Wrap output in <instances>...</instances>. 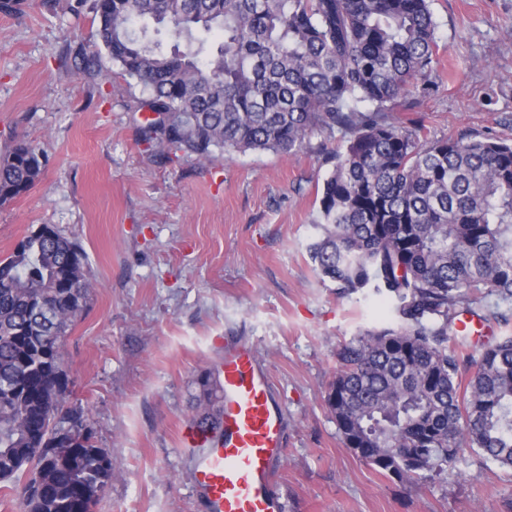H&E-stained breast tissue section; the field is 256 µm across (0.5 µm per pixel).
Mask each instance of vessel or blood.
I'll return each mask as SVG.
<instances>
[{
	"instance_id": "obj_1",
	"label": "vessel or blood",
	"mask_w": 512,
	"mask_h": 512,
	"mask_svg": "<svg viewBox=\"0 0 512 512\" xmlns=\"http://www.w3.org/2000/svg\"><path fill=\"white\" fill-rule=\"evenodd\" d=\"M223 372L220 429L194 423L183 433L196 490L206 512H284L276 476L285 427L269 374L249 345L225 352Z\"/></svg>"
}]
</instances>
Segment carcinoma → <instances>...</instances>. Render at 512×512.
Returning a JSON list of instances; mask_svg holds the SVG:
<instances>
[{"label":"carcinoma","mask_w":512,"mask_h":512,"mask_svg":"<svg viewBox=\"0 0 512 512\" xmlns=\"http://www.w3.org/2000/svg\"><path fill=\"white\" fill-rule=\"evenodd\" d=\"M432 0H75L124 80L147 91L141 140L161 159L295 153L341 133L309 257L345 295L395 303L394 326L336 349L327 396L348 448L403 481L464 449L512 467V336L480 344L455 320L469 297L512 300V143L429 140L392 116L414 108L438 50ZM150 19L155 27L132 25ZM99 75L100 52L80 53ZM45 160L25 141L0 154V204ZM87 256L43 224L0 258V482H22L25 512H94L112 458L65 409L60 339L86 305ZM471 371L467 381L462 372ZM197 423L218 425V383L199 379Z\"/></svg>","instance_id":"obj_1"}]
</instances>
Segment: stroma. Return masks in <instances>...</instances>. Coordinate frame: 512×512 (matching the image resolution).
<instances>
[{"instance_id": "35a3bbf8", "label": "stroma", "mask_w": 512, "mask_h": 512, "mask_svg": "<svg viewBox=\"0 0 512 512\" xmlns=\"http://www.w3.org/2000/svg\"><path fill=\"white\" fill-rule=\"evenodd\" d=\"M0 11V151L13 140L47 160L26 193L0 204V256L48 224L88 256L87 306L61 339L68 407L81 411L112 480L94 512H204L182 432L197 380L227 342L248 339L287 426L279 485L288 512H512V469L466 453L406 481L347 448L326 404L336 350L394 325L372 289L341 296L315 271L318 188L336 142L173 163L151 155L134 102L143 89L101 56L103 78L60 67L97 50V23L70 0ZM438 52L413 112L428 139L466 131L512 140V0H433Z\"/></svg>"}]
</instances>
